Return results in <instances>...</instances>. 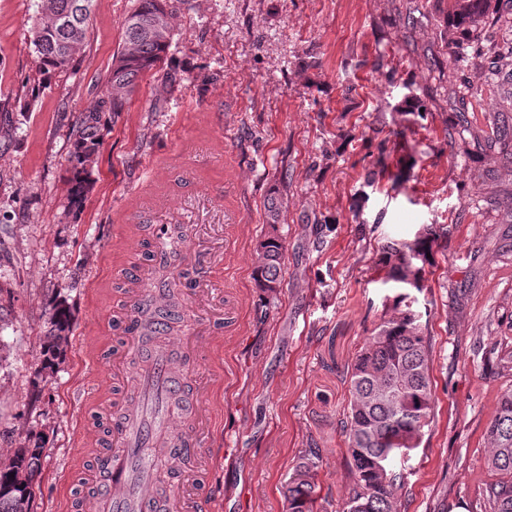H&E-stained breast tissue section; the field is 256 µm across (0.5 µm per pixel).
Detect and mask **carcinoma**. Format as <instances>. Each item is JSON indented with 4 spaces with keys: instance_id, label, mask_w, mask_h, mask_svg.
Listing matches in <instances>:
<instances>
[{
    "instance_id": "1",
    "label": "carcinoma",
    "mask_w": 512,
    "mask_h": 512,
    "mask_svg": "<svg viewBox=\"0 0 512 512\" xmlns=\"http://www.w3.org/2000/svg\"><path fill=\"white\" fill-rule=\"evenodd\" d=\"M93 0H41L39 18L31 30L40 67L64 71L86 39ZM172 0H135L122 26L121 48L96 105L76 122V140L69 162L76 175L87 172L99 146L103 115L123 111L142 77L165 59L173 37ZM487 145L512 158V134L505 124L494 123ZM271 231L259 242V262L254 269L257 287L275 295L282 284V239L277 224L288 211V196L270 189L265 203ZM446 229L425 228L412 242L388 241L382 245L380 264L386 278L417 291L425 288L423 272L432 263L427 254L446 236ZM50 341L45 347L47 365L58 355L69 329L65 311L49 317ZM143 337L151 341L173 327L147 317ZM430 338L407 304V295L393 300V313L383 319L356 356L349 375V406L344 422L350 455V488L343 512H400L397 490L406 476L395 468L421 444L429 426L435 400L430 375ZM488 464L496 479L485 484L481 498L485 512H512V391L499 401L487 429ZM42 448H19L6 464L0 463V512H30L34 484L40 474ZM317 453H307L289 476L284 498L288 512H326L316 481Z\"/></svg>"
}]
</instances>
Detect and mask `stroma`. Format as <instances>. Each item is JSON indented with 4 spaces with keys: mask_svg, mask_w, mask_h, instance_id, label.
<instances>
[{
    "mask_svg": "<svg viewBox=\"0 0 512 512\" xmlns=\"http://www.w3.org/2000/svg\"><path fill=\"white\" fill-rule=\"evenodd\" d=\"M38 3L0 0V461L40 440L31 512H61L85 490L113 402L137 397L112 357L132 377L145 356L124 350L113 313L155 224L186 230L170 348L215 386L218 512H286L283 487L311 448L320 495L340 512L346 370L398 291L381 247L444 225L413 305L435 407L403 464L401 512H479L494 477L487 429L512 390V166L482 141L512 74V0H489L468 34L447 21L454 0H178L165 63L102 126L76 206L72 128L100 96L134 0H95L62 72L40 69L30 44ZM381 58L395 79L375 70ZM381 151L389 172L365 186ZM278 184L288 216L270 296L253 272ZM204 276L223 289L207 303ZM56 308L70 330L47 373Z\"/></svg>",
    "mask_w": 512,
    "mask_h": 512,
    "instance_id": "1",
    "label": "stroma"
}]
</instances>
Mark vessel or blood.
<instances>
[{
	"label": "vessel or blood",
	"mask_w": 512,
	"mask_h": 512,
	"mask_svg": "<svg viewBox=\"0 0 512 512\" xmlns=\"http://www.w3.org/2000/svg\"><path fill=\"white\" fill-rule=\"evenodd\" d=\"M123 278L131 305L165 307L162 288L150 283L144 272L132 270ZM137 380L138 400L113 410L109 447L96 456L88 472L87 481L94 487L91 497L67 499L68 512H148L157 495L159 446L168 451V469H178L188 458L196 466L180 491L169 498L168 512H214L212 498L201 488L216 479L212 464L216 451L204 436L179 440L174 427V401L188 394L199 397V390H188L185 374L165 350L155 353Z\"/></svg>",
	"instance_id": "b4317fda"
}]
</instances>
